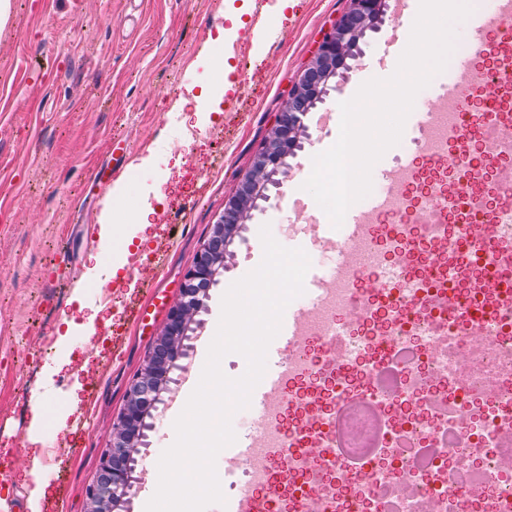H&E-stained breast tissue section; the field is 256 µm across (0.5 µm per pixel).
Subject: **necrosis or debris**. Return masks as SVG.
Here are the masks:
<instances>
[{
	"mask_svg": "<svg viewBox=\"0 0 512 512\" xmlns=\"http://www.w3.org/2000/svg\"><path fill=\"white\" fill-rule=\"evenodd\" d=\"M496 29L503 42L421 143L425 169L349 254L354 288L333 286L319 309L288 416L240 466L270 512H512V182L499 169L512 162V17ZM477 89L491 121L475 145Z\"/></svg>",
	"mask_w": 512,
	"mask_h": 512,
	"instance_id": "4bbe7bcc",
	"label": "necrosis or debris"
}]
</instances>
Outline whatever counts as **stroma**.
I'll return each mask as SVG.
<instances>
[{
	"label": "stroma",
	"mask_w": 512,
	"mask_h": 512,
	"mask_svg": "<svg viewBox=\"0 0 512 512\" xmlns=\"http://www.w3.org/2000/svg\"><path fill=\"white\" fill-rule=\"evenodd\" d=\"M11 2L0 28V512L28 504L34 469L49 486L42 512H85L126 388L165 324L164 314L142 325L130 312L175 300L286 86L347 0H294L280 16L276 0H234L247 8L237 34L225 0ZM398 11L392 0L384 23L366 34L336 91L315 106L331 121H307L301 150L230 245L195 318L186 370L140 447L129 512H145L156 491L158 460L205 364L221 298L262 260L261 226L312 264L335 266V253L293 221V201L313 156L338 139V102L361 80L390 76L379 60ZM200 112L210 115L203 127ZM116 140L130 151L119 175L126 198L113 204L107 191L90 200L89 176ZM146 203L156 209L146 248L125 253L101 241L106 216L125 224Z\"/></svg>",
	"instance_id": "obj_1"
}]
</instances>
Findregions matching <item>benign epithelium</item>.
<instances>
[{"label":"benign epithelium","instance_id":"7a95c632","mask_svg":"<svg viewBox=\"0 0 512 512\" xmlns=\"http://www.w3.org/2000/svg\"><path fill=\"white\" fill-rule=\"evenodd\" d=\"M389 9L388 0H349L348 8L323 32L307 63L298 73L269 129L263 147L253 156L247 173L224 202L209 239L184 276L180 297L168 309L166 323L141 369L129 383L124 408L112 425V445L100 458L99 475L85 491L87 512H122L134 488L141 433L147 419L164 403L162 394L172 374L185 367V340L195 316L208 297V287L223 271L216 249L229 247L256 200L265 197L269 178L285 167L295 139L307 131L304 117L310 106L331 90V79L345 66L349 49L366 32L378 29Z\"/></svg>","mask_w":512,"mask_h":512}]
</instances>
